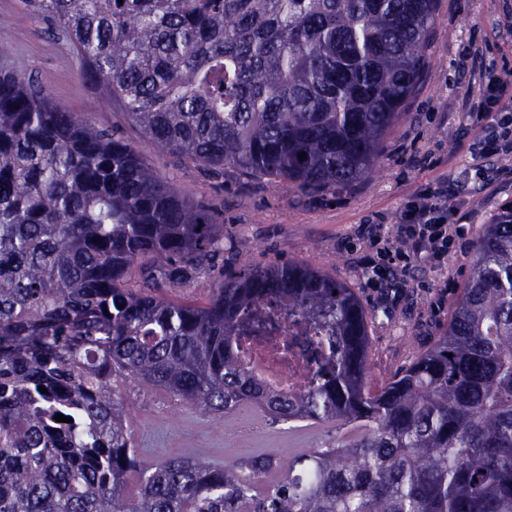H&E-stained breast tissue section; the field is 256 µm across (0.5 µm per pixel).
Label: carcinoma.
I'll use <instances>...</instances> for the list:
<instances>
[{"mask_svg": "<svg viewBox=\"0 0 512 512\" xmlns=\"http://www.w3.org/2000/svg\"><path fill=\"white\" fill-rule=\"evenodd\" d=\"M24 2L160 150L308 194L377 171L441 4ZM222 257V225L112 129L0 70V512H512V208L478 234L446 331L380 385L366 308L316 268L244 260L203 303L165 297ZM268 299L315 333L303 393L257 382L235 346ZM121 378L361 431L287 462L146 465Z\"/></svg>", "mask_w": 512, "mask_h": 512, "instance_id": "cac0c4a2", "label": "carcinoma"}]
</instances>
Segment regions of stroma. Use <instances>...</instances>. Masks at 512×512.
<instances>
[{"label": "stroma", "instance_id": "obj_1", "mask_svg": "<svg viewBox=\"0 0 512 512\" xmlns=\"http://www.w3.org/2000/svg\"><path fill=\"white\" fill-rule=\"evenodd\" d=\"M0 67L33 77L71 112L118 130L172 188L203 203L224 223V258L191 286L173 288V300L208 299L239 258L260 265L299 262L353 288L370 314L369 370L383 383L431 347L448 326L451 306L466 280L481 225L512 206V150L489 155L485 143L512 109L479 118L471 106L485 72L512 79V0H442L422 84L408 117L388 136L371 178L324 194H304L240 176L217 173L161 151L118 104H105L104 84L88 81L68 40L23 0H0ZM446 188L458 208L454 246L443 266L419 256L408 272L370 287L363 265V225L378 224L391 246L401 244V214L413 196ZM142 459L206 450L212 461L275 452L288 459L336 438L335 426L272 422L255 407L216 417L165 392L122 388Z\"/></svg>", "mask_w": 512, "mask_h": 512}]
</instances>
